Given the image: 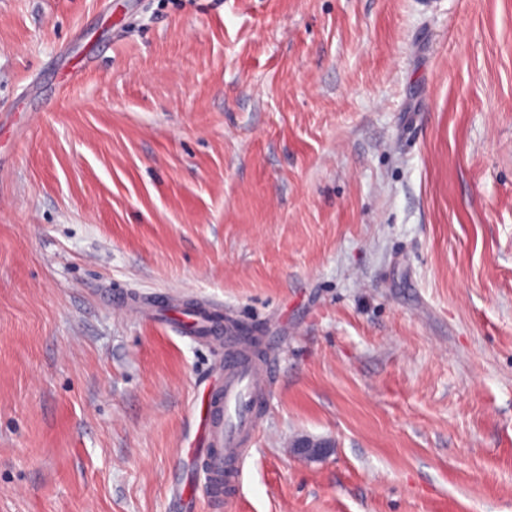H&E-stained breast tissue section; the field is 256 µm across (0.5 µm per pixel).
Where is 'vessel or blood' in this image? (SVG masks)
Wrapping results in <instances>:
<instances>
[{
  "label": "vessel or blood",
  "mask_w": 512,
  "mask_h": 512,
  "mask_svg": "<svg viewBox=\"0 0 512 512\" xmlns=\"http://www.w3.org/2000/svg\"><path fill=\"white\" fill-rule=\"evenodd\" d=\"M115 306L153 319L155 309L129 291H114ZM171 319L190 330H204L210 352L224 369V388L209 400L206 412L209 448L197 466L201 486L215 508H222L234 497L243 476L250 446L259 430L263 413L262 398L271 381V365L262 363L244 343L226 335L221 309L200 305L191 313L174 311Z\"/></svg>",
  "instance_id": "1"
}]
</instances>
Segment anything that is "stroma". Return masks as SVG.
<instances>
[{"label":"stroma","mask_w":512,"mask_h":512,"mask_svg":"<svg viewBox=\"0 0 512 512\" xmlns=\"http://www.w3.org/2000/svg\"><path fill=\"white\" fill-rule=\"evenodd\" d=\"M1 112L0 512H182L223 375L116 285L275 370L222 512H512V0H0ZM113 304L117 307L133 310L142 318L151 320L157 315V311L142 303L133 293L128 290L112 291ZM291 447L297 455L305 459H322L328 456L330 448H335V444L330 440L302 437L296 439Z\"/></svg>","instance_id":"obj_1"}]
</instances>
